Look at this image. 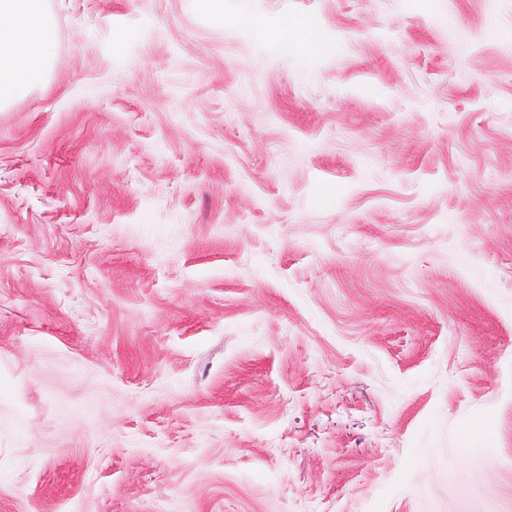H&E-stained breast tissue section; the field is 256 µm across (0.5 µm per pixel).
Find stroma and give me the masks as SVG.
<instances>
[{
  "label": "stroma",
  "mask_w": 512,
  "mask_h": 512,
  "mask_svg": "<svg viewBox=\"0 0 512 512\" xmlns=\"http://www.w3.org/2000/svg\"><path fill=\"white\" fill-rule=\"evenodd\" d=\"M221 5L0 112V512H512V0Z\"/></svg>",
  "instance_id": "1"
}]
</instances>
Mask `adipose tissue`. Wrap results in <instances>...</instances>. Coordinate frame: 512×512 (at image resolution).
<instances>
[{
	"label": "adipose tissue",
	"mask_w": 512,
	"mask_h": 512,
	"mask_svg": "<svg viewBox=\"0 0 512 512\" xmlns=\"http://www.w3.org/2000/svg\"><path fill=\"white\" fill-rule=\"evenodd\" d=\"M55 43L48 0H0V109L47 78Z\"/></svg>",
	"instance_id": "adipose-tissue-1"
}]
</instances>
